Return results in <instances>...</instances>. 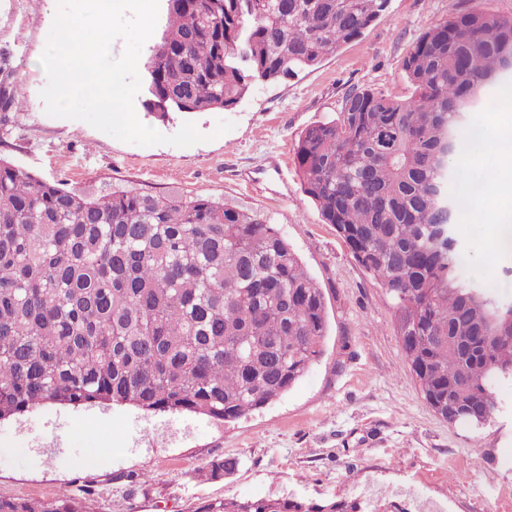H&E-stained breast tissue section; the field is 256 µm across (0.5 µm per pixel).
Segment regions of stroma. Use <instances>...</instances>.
<instances>
[{"instance_id": "35a3bbf8", "label": "stroma", "mask_w": 512, "mask_h": 512, "mask_svg": "<svg viewBox=\"0 0 512 512\" xmlns=\"http://www.w3.org/2000/svg\"><path fill=\"white\" fill-rule=\"evenodd\" d=\"M472 0H390L384 19L320 66L255 84L235 107L139 120L170 136L195 124L204 142L177 147L120 141L86 122L49 116L40 62L57 0H0V68L23 105L0 122V158L70 190L115 182L178 189L254 212L276 227L325 295L323 354L269 405L233 422L146 414L130 406L49 404L0 421V497H88L92 512H195L205 501L289 495L360 512H512V380L500 412L475 428L452 425L426 403L406 363L392 302L301 190L293 146L308 126L337 117L344 96L374 88L402 94L410 46ZM233 122L215 135L219 121ZM512 194L486 193L461 213L458 234L476 286L512 298V273L492 248L488 210ZM238 458L210 479L206 463Z\"/></svg>"}]
</instances>
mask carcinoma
Instances as JSON below:
<instances>
[{
  "label": "carcinoma",
  "instance_id": "cac0c4a2",
  "mask_svg": "<svg viewBox=\"0 0 512 512\" xmlns=\"http://www.w3.org/2000/svg\"><path fill=\"white\" fill-rule=\"evenodd\" d=\"M145 67L148 111L228 109L258 82L320 65L384 18L390 0H166ZM512 55V16L478 6L428 27L407 51L409 94L349 92L338 117L294 144L305 195L393 302L406 362L450 424L494 419L512 378V302L468 287L463 250L438 212L448 191L443 140L468 143L459 108ZM512 94V76L474 108ZM22 103L0 82V112ZM325 297L282 233L208 197L122 184L69 190L0 158V420L45 404L128 405L233 421L281 397L319 360ZM238 468L206 466L211 478ZM358 505L227 498L195 512H357ZM0 512H89L69 495L0 497Z\"/></svg>",
  "mask_w": 512,
  "mask_h": 512
}]
</instances>
